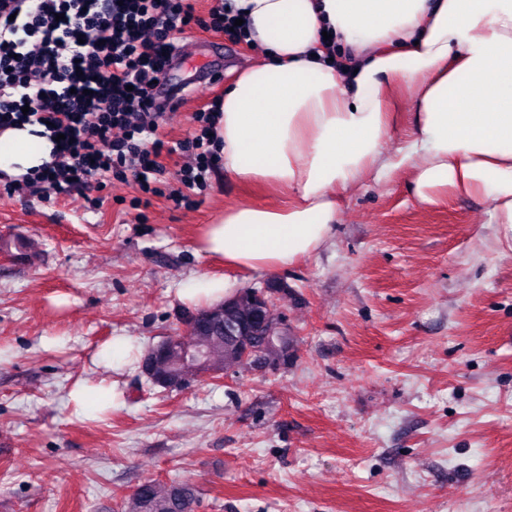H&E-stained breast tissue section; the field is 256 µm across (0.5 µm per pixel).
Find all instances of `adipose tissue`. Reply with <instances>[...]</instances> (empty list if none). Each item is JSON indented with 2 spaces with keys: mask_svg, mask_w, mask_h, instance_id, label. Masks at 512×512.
I'll return each mask as SVG.
<instances>
[{
  "mask_svg": "<svg viewBox=\"0 0 512 512\" xmlns=\"http://www.w3.org/2000/svg\"><path fill=\"white\" fill-rule=\"evenodd\" d=\"M261 54L224 91L214 135L224 171L283 191L276 207L241 201L209 224L198 251L250 271L287 267L333 237L344 193L406 170L425 204L461 191L491 204L512 249V0H231ZM351 51L349 80L330 52ZM405 88L418 112L398 156L388 100ZM44 126L0 127V180L54 161ZM201 273L176 291L192 306L235 293Z\"/></svg>",
  "mask_w": 512,
  "mask_h": 512,
  "instance_id": "adipose-tissue-1",
  "label": "adipose tissue"
}]
</instances>
